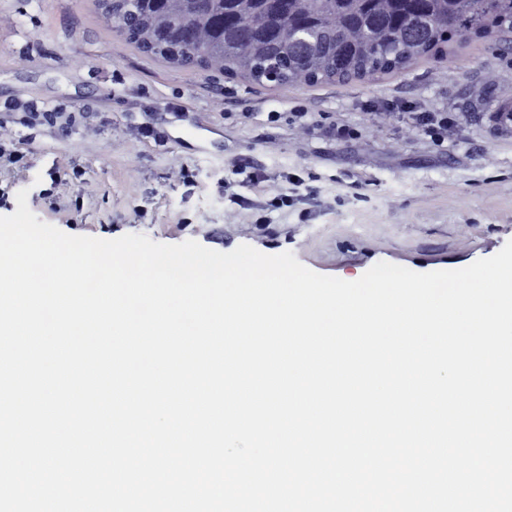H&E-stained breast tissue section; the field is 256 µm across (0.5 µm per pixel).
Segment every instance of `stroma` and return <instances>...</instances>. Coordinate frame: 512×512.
Wrapping results in <instances>:
<instances>
[{"label": "stroma", "instance_id": "1", "mask_svg": "<svg viewBox=\"0 0 512 512\" xmlns=\"http://www.w3.org/2000/svg\"><path fill=\"white\" fill-rule=\"evenodd\" d=\"M507 87L512 36L502 33L454 38L446 58L371 81L282 88L170 67L108 27L94 0H0V105L80 117L28 127L0 108V216L24 190L38 219L69 235L143 234L218 252L246 244L347 281L381 261L461 269L512 240V137L473 113ZM423 111L456 114L447 146L396 118ZM296 112L318 129L292 123ZM337 121L357 138L324 136ZM148 123L163 140L142 135ZM291 174L313 177L314 199H293ZM276 197L291 203L273 207Z\"/></svg>", "mask_w": 512, "mask_h": 512}]
</instances>
